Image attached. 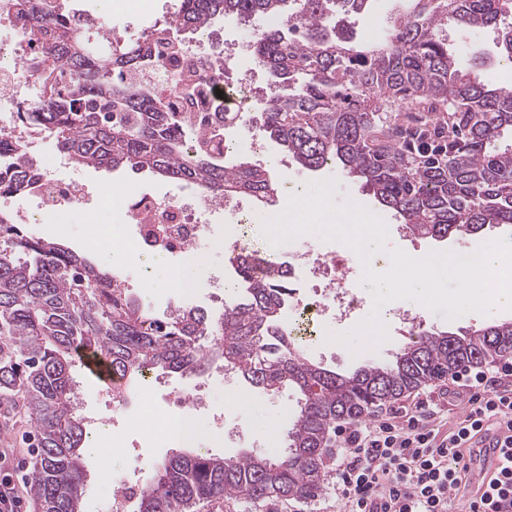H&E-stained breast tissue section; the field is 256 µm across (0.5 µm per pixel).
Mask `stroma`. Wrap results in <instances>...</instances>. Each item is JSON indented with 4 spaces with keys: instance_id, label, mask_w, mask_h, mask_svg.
<instances>
[{
    "instance_id": "1",
    "label": "stroma",
    "mask_w": 512,
    "mask_h": 512,
    "mask_svg": "<svg viewBox=\"0 0 512 512\" xmlns=\"http://www.w3.org/2000/svg\"><path fill=\"white\" fill-rule=\"evenodd\" d=\"M74 7L90 11L96 21L115 29L127 38H135L146 32L153 25L163 22L179 7V0H112L111 4H103L102 0H71ZM401 0H369L365 11L350 16L344 29L347 35L354 38L367 36L371 24L389 27L397 11L401 8ZM448 48L451 50L462 68H469L474 63H482L485 80L493 85L504 84L506 75H512V66L501 63L498 59L496 34L493 29L470 30L449 27ZM257 163L275 169L279 178L288 181L292 186H304L306 182L317 181L329 177L339 181L335 202H342L344 197H351L372 212L382 216L390 231V243L408 254H427L433 251L468 249L476 247L486 238L497 236L498 231L487 228L466 239H420L403 234L400 222L393 211L381 206L373 197L363 192L359 183L349 179L344 171L336 166L310 171L301 168L287 154L281 152L273 142H266L265 151L257 156ZM78 175L92 187L95 194L88 202L87 211L57 213L34 225L32 231L46 240L59 242L73 249L86 258H94L97 251L112 245V226L115 222L111 204L101 198L105 189H118L134 186L159 197H180L189 194V186L160 177L148 171L139 173L128 169L105 170L93 168H77L70 171L58 170L62 179H70ZM285 193H278L274 203H256V219L252 223L235 227L228 222L225 215H217L210 226L211 246L202 263V271L193 299L195 305H203L210 298V282L213 277L224 275L225 257L238 236H246L253 240H261L259 219L271 215L274 204L283 203ZM148 260L138 258L132 253H125L115 270L124 281L129 293L150 307L157 316H165L178 306L177 290L171 288H144L143 271L148 267ZM381 316L387 326L388 339L375 353L352 355L349 350L337 343L327 342L328 332L336 331L334 322L316 319L312 325L314 331L305 348L307 356L315 362L339 373H350L360 366L374 361H386L392 358L398 348L407 342L418 330L448 331L460 333L469 328L485 324L488 321H512V311L497 310L482 316L469 314L454 320L445 319L443 311L420 312L416 315L415 324L399 322L394 317L393 305H386ZM165 391H184L196 382L209 384V398L213 408L221 410L225 407L227 392L238 389L239 381L232 374L208 370L200 377L179 376L168 374L164 377ZM252 408L250 415L234 411L230 414V425L225 430H214L206 417L200 416L192 423V433L186 438L187 446L202 452L220 456H236L245 452L265 453L288 444V423L285 411L288 407L287 392L269 395L263 392H252ZM174 447L165 436L144 435L140 440L138 454H127L112 457L109 463L108 477L99 476L95 470H88L85 494L82 501V512H109L110 497L113 492L114 475H122L134 482L144 483L149 479L148 472L140 468V456L157 460L172 454ZM194 512H337L336 496L332 490H325L321 497L311 502L298 500L271 501L260 505L241 502L235 499H221L198 505Z\"/></svg>"
}]
</instances>
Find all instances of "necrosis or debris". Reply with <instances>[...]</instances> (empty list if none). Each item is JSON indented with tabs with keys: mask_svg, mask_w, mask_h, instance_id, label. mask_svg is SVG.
<instances>
[{
	"mask_svg": "<svg viewBox=\"0 0 512 512\" xmlns=\"http://www.w3.org/2000/svg\"><path fill=\"white\" fill-rule=\"evenodd\" d=\"M149 42L153 64L139 76L143 85L152 88L173 111L192 117L197 111L183 85H172L169 73L183 61L207 57V67L197 70L193 82L203 92L209 108L240 114L250 108L255 88L251 76L230 83L223 70L236 54L235 47L223 46L221 40L205 35L188 41L173 32H151ZM29 53L22 39L0 41V100L37 104L41 86L35 75L23 65ZM69 160L56 155L51 162H40V179L35 191L13 201L12 210L21 224L39 223L42 213L55 212L84 204L85 187L77 180L61 182L58 168L69 167ZM228 211L246 223L248 214L235 198L210 199L200 193L181 198L158 197L139 189L120 194L115 208L118 222L112 231L137 256L194 255L208 243L207 231L212 215ZM274 274L286 278L291 287L290 303L297 315L328 314L342 322L360 308L363 299L356 282V272L347 257L335 252H287L273 263ZM151 374H143L137 383L114 378L107 384L106 402L119 412L125 423L143 427V397L152 389Z\"/></svg>",
	"mask_w": 512,
	"mask_h": 512,
	"instance_id": "4bbe7bcc",
	"label": "necrosis or debris"
}]
</instances>
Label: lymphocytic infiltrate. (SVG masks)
I'll return each instance as SVG.
<instances>
[{"label": "lymphocytic infiltrate", "mask_w": 512, "mask_h": 512, "mask_svg": "<svg viewBox=\"0 0 512 512\" xmlns=\"http://www.w3.org/2000/svg\"><path fill=\"white\" fill-rule=\"evenodd\" d=\"M470 412L436 443L444 402ZM512 418V358L494 369L467 368L448 385L418 395L411 409L383 411L370 423L336 425L332 441L336 503L342 512H453L458 469L449 455L484 426ZM27 492L14 451L0 448V512H21Z\"/></svg>", "instance_id": "f902f5d3"}]
</instances>
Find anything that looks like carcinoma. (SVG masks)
<instances>
[{"instance_id":"1","label":"carcinoma","mask_w":512,"mask_h":512,"mask_svg":"<svg viewBox=\"0 0 512 512\" xmlns=\"http://www.w3.org/2000/svg\"><path fill=\"white\" fill-rule=\"evenodd\" d=\"M367 2L180 0L168 26L195 32L225 15L248 23L282 16L284 28L262 30L251 44L273 78L261 119L279 150L307 170L340 166L415 237L512 231V88L460 70L442 35L448 25L492 27L512 60V0H409L384 39L356 48L336 32V18ZM12 23L45 45L28 63L43 100L20 105L19 118L55 136L74 165L149 170L212 197H274L269 168L226 161L224 128L199 130L134 82L148 37L136 45L113 31L105 36L67 0H17ZM405 111L448 118L434 127L424 120L401 140L393 129ZM36 176L35 160L19 146L0 160V190L26 194ZM254 267L255 259L239 256V293L222 314L187 306L160 318L87 258L25 233L0 211V403L22 397L35 427L29 492L40 512H81L86 425L72 374L81 349L107 355L122 377L146 368L198 375L219 360L248 389L299 394L281 452L170 455L154 464L134 512H193L224 497L315 500L336 422L356 424L462 368L512 357V321H502L461 335L421 331L392 361L339 374L306 358L290 336L288 281L260 279Z\"/></svg>"}]
</instances>
